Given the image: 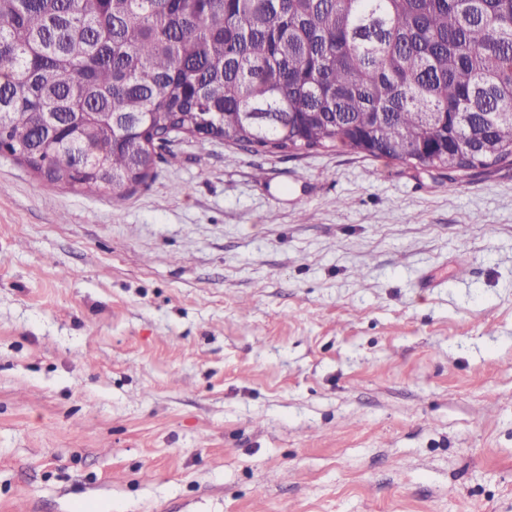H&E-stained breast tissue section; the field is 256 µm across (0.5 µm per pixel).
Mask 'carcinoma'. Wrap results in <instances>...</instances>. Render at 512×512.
Listing matches in <instances>:
<instances>
[{"instance_id":"1","label":"carcinoma","mask_w":512,"mask_h":512,"mask_svg":"<svg viewBox=\"0 0 512 512\" xmlns=\"http://www.w3.org/2000/svg\"><path fill=\"white\" fill-rule=\"evenodd\" d=\"M4 146L120 201L156 139L512 162V0H0Z\"/></svg>"}]
</instances>
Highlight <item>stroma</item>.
Instances as JSON below:
<instances>
[{"mask_svg":"<svg viewBox=\"0 0 512 512\" xmlns=\"http://www.w3.org/2000/svg\"><path fill=\"white\" fill-rule=\"evenodd\" d=\"M0 153V512H512V164Z\"/></svg>","mask_w":512,"mask_h":512,"instance_id":"35a3bbf8","label":"stroma"}]
</instances>
